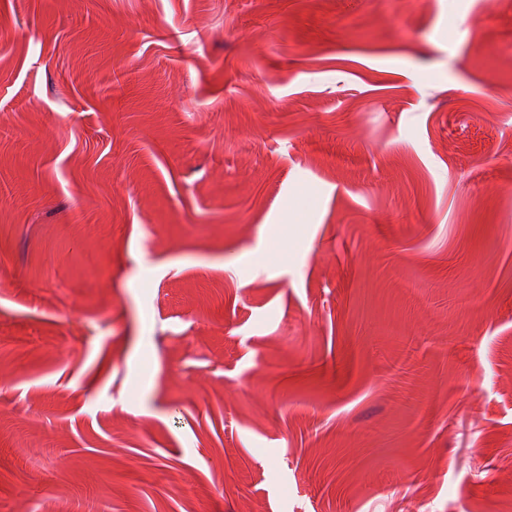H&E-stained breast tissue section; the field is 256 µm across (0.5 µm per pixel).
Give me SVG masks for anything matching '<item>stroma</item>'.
<instances>
[{"label":"stroma","mask_w":512,"mask_h":512,"mask_svg":"<svg viewBox=\"0 0 512 512\" xmlns=\"http://www.w3.org/2000/svg\"><path fill=\"white\" fill-rule=\"evenodd\" d=\"M1 34L0 512L512 508V0Z\"/></svg>","instance_id":"obj_1"}]
</instances>
